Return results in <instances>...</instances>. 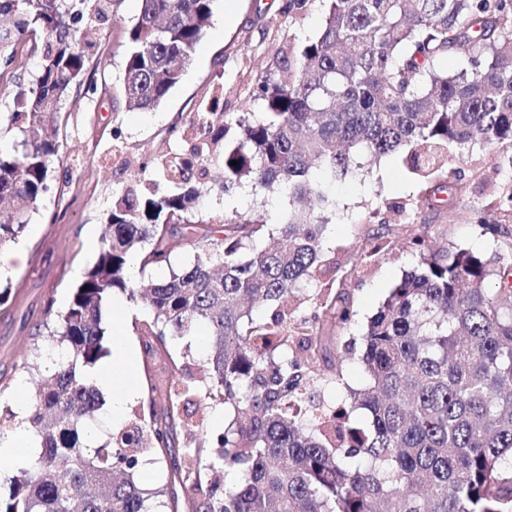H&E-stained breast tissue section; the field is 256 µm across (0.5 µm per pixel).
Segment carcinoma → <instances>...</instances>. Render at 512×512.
<instances>
[{"mask_svg": "<svg viewBox=\"0 0 512 512\" xmlns=\"http://www.w3.org/2000/svg\"><path fill=\"white\" fill-rule=\"evenodd\" d=\"M116 2L0 0L11 22L0 29V84L23 57L41 58L13 111L0 113L20 134L13 152L0 151V246L21 237L53 188L62 106L73 91L97 93L86 60L96 22ZM214 2L139 0L117 89L127 110L158 106L179 83ZM450 55L463 61L453 74L439 69ZM258 98L254 120L210 107L181 127L188 150L149 168L171 190L130 187L113 199L68 308L56 313L54 298L44 300V346L11 363L36 378L21 417L0 372V431L24 423L40 439L0 492V512H152L155 492L135 474L144 457L171 446L177 424L179 483L200 497V512H512V232L479 224L508 239L492 264L413 240L422 272L396 284L368 322L359 355L367 383L339 402L328 391L352 344L324 370L299 351L339 344L326 330L351 321L346 288L327 289L312 315L281 306L336 264L326 248L332 185L361 169L360 159L400 153L438 190L477 144L512 166V0H329L318 36L278 52ZM232 122L239 133L228 143ZM217 161L226 193L243 183L288 193L283 221L203 215L199 186ZM174 240L191 264L161 282L130 273L140 247L143 266L171 265ZM117 292L148 312L136 325L146 356L164 353L180 379L160 417L146 375L144 404L92 446L87 421L103 400L84 370L110 354L103 316ZM16 301L17 290L1 288L0 315ZM257 304L273 308L270 320L256 317ZM197 326L209 339L204 388L188 354L170 349ZM200 399L224 406V427L184 421ZM359 410L370 425L358 422Z\"/></svg>", "mask_w": 512, "mask_h": 512, "instance_id": "cac0c4a2", "label": "carcinoma"}]
</instances>
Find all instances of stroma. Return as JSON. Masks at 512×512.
<instances>
[{
    "label": "stroma",
    "instance_id": "1",
    "mask_svg": "<svg viewBox=\"0 0 512 512\" xmlns=\"http://www.w3.org/2000/svg\"><path fill=\"white\" fill-rule=\"evenodd\" d=\"M284 0H217L204 37L187 63L180 83L160 105L148 112H129L113 100L124 58V33L135 22L138 0H119L99 29L104 34L87 64V77L105 82V92L94 99L70 98L61 114L60 137L64 155L52 164L54 185L39 203L24 234L13 247L23 253L15 261L0 251V273L19 288L16 326L0 325V361L29 354L41 321L45 296H54L56 310H64L72 288L83 278L98 253L105 216L113 196L141 179L143 163L173 148L175 123H186L208 103L239 116L244 103L260 109L254 100L256 80L273 63L278 51L299 47L315 38L324 23L325 0H307L297 11L282 12ZM365 176L349 175L337 181L333 193L336 218L327 235L336 260L333 279L346 283L350 323L343 338H360L369 320L391 288L420 262L412 248L424 239L433 250H467L493 258L499 243L484 235L481 222L512 227L505 215L498 189L512 183V169L495 167L489 148L474 146L464 163L455 165L446 191H430L405 168L401 156L366 161ZM203 213L263 210L271 221H280L288 209L285 192L268 193L244 185L225 191L220 171L201 192ZM382 235L384 250L367 256L357 251L359 241ZM329 278V279H332ZM327 278L303 285L299 292L306 307H313ZM144 308L115 294L104 315L109 334L123 333L134 354L131 385L140 389L145 363L161 369L162 356L146 360L135 324L145 319ZM182 457L181 443H174L157 460L143 462L138 479L142 487L159 490L154 512H192L191 491L178 489L166 496L174 463Z\"/></svg>",
    "mask_w": 512,
    "mask_h": 512
}]
</instances>
